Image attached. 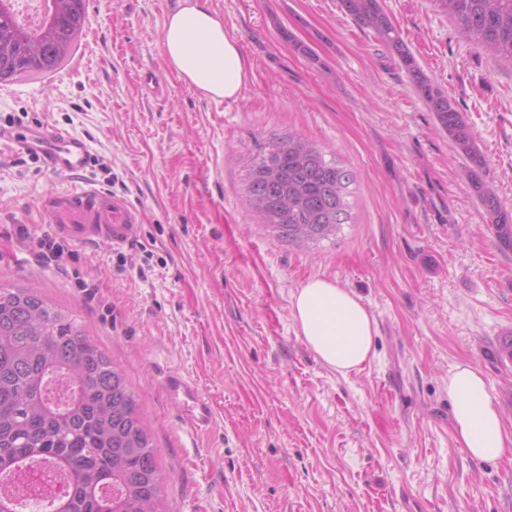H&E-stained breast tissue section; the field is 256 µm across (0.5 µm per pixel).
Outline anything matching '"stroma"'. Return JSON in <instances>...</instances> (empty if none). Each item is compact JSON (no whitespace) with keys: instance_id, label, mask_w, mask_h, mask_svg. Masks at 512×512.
<instances>
[{"instance_id":"obj_1","label":"stroma","mask_w":512,"mask_h":512,"mask_svg":"<svg viewBox=\"0 0 512 512\" xmlns=\"http://www.w3.org/2000/svg\"><path fill=\"white\" fill-rule=\"evenodd\" d=\"M179 0H87L83 35L50 76L0 85V126L84 138L108 171L54 172L0 147V283L40 287L78 316L138 397L163 482L159 512H512V454L453 438L448 374L487 378L512 434V253L466 163L397 55L340 0H209L249 68L238 99L181 81L162 47ZM426 76L464 113L487 181L512 209V65L466 40L437 0H382ZM154 73L159 91L142 87ZM293 132L352 174L350 219L300 250L243 201L242 159ZM125 196L142 235L115 250L50 234L41 202L74 185ZM326 277L359 295L375 354L340 375L299 336L291 295ZM96 283L88 300L77 280ZM180 370L216 424L182 423L160 378Z\"/></svg>"}]
</instances>
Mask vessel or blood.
<instances>
[{"instance_id":"1","label":"vessel or blood","mask_w":512,"mask_h":512,"mask_svg":"<svg viewBox=\"0 0 512 512\" xmlns=\"http://www.w3.org/2000/svg\"><path fill=\"white\" fill-rule=\"evenodd\" d=\"M0 145L17 153L37 150L44 163L58 173L81 172L90 159L85 140L55 129H42L34 138L23 130L14 132L0 127ZM42 207L52 219L53 231L76 245L99 241L119 250L141 236L139 210L125 197L96 188L81 187L62 197L45 198ZM161 388L190 429L209 431L214 428V405L194 379L170 371L163 375Z\"/></svg>"}]
</instances>
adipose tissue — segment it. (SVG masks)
<instances>
[{
    "mask_svg": "<svg viewBox=\"0 0 512 512\" xmlns=\"http://www.w3.org/2000/svg\"><path fill=\"white\" fill-rule=\"evenodd\" d=\"M162 43L178 77L211 97H236L247 81V61L207 0H181L165 22ZM291 315L306 345L340 374L360 369L374 354L373 317L355 293L335 281L309 279L293 293ZM448 398L459 448L482 461L500 459L512 448V435L478 367L464 363L449 373Z\"/></svg>",
    "mask_w": 512,
    "mask_h": 512,
    "instance_id": "1",
    "label": "adipose tissue"
}]
</instances>
